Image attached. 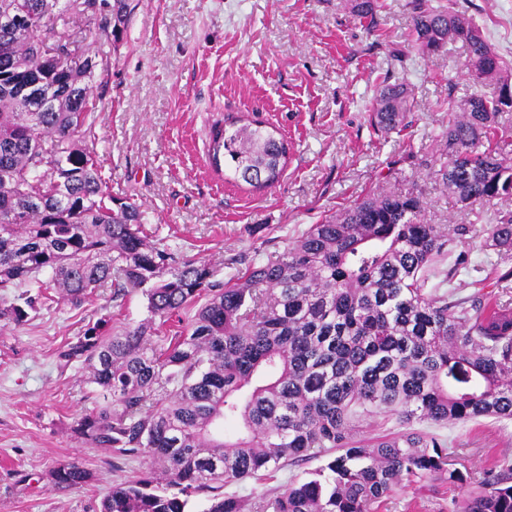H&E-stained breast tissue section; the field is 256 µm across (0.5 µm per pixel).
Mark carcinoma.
Masks as SVG:
<instances>
[{
  "mask_svg": "<svg viewBox=\"0 0 512 512\" xmlns=\"http://www.w3.org/2000/svg\"><path fill=\"white\" fill-rule=\"evenodd\" d=\"M410 47L467 49L475 91L448 94L443 148L429 175L464 210L512 196V158L497 146L512 112V67L471 18L452 6L410 0ZM375 25L378 0H348ZM128 0H0V322L21 326L53 294L75 307L106 285L141 290L149 317L106 333L86 325L62 357L84 366L104 403L73 432L96 448L144 457L164 486L144 476L112 484L100 512H187L189 498L273 473L300 457L325 466L274 498L252 504L215 495L206 512H375L405 478L466 484L448 445L430 425L479 418L512 420V303H482L444 289L468 265L426 287L437 258L480 233L512 251V211L492 222L430 224L425 202L408 192L367 196L312 224L265 262L239 255L244 272L227 282L201 260L155 246L139 206L107 191L93 131L92 56L72 65L67 19L110 12L123 35ZM39 84L48 104L18 98ZM407 82L377 90L369 113L382 133L410 126ZM210 159L255 189L282 177L290 146L258 119L216 121ZM200 302L168 346L153 341L155 319ZM382 415L400 431L357 438ZM61 488L89 471L51 472ZM454 512H512V476L488 472L453 503Z\"/></svg>",
  "mask_w": 512,
  "mask_h": 512,
  "instance_id": "1",
  "label": "carcinoma"
}]
</instances>
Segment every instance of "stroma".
Listing matches in <instances>:
<instances>
[{"instance_id": "obj_1", "label": "stroma", "mask_w": 512, "mask_h": 512, "mask_svg": "<svg viewBox=\"0 0 512 512\" xmlns=\"http://www.w3.org/2000/svg\"><path fill=\"white\" fill-rule=\"evenodd\" d=\"M512 64V0H452ZM375 28L345 0H129L120 41L99 27L70 24L74 55L95 56L92 83L101 173L109 192L139 205L150 240L211 263L219 280L236 278L235 259L267 260L323 217L378 191H416L432 224H467L428 175L448 124V96L465 97V46L408 52V0H379ZM412 90L413 123L380 134L368 120L386 77ZM248 115L276 126L291 150L275 186L253 190L227 179L209 159V127L221 116ZM481 272L459 275L462 295L512 298L499 276L512 254L498 256L478 237L467 247ZM138 291L113 298L99 289L92 305L55 301L20 328H0V512H95L113 483L135 480L143 458L116 455L78 439L77 419L102 399L81 365L62 353L85 326L146 318ZM472 477L512 461V421L481 418L434 429ZM78 463L92 478L54 486L52 470ZM322 459L292 463L269 479L227 484L224 494L260 502L309 478ZM463 488L402 482L379 512H451Z\"/></svg>"}]
</instances>
